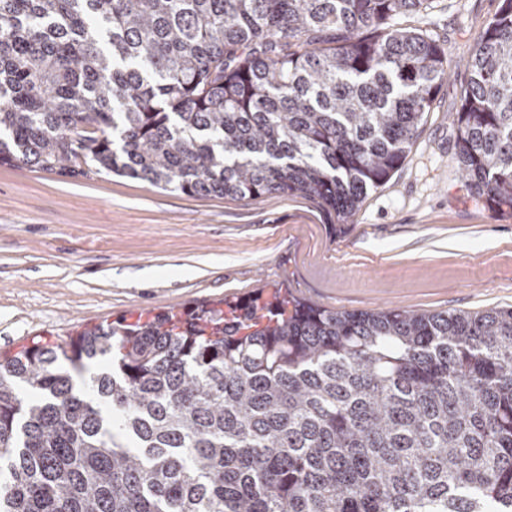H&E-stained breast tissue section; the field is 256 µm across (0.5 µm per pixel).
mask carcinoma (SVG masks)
<instances>
[{
  "instance_id": "1",
  "label": "carcinoma",
  "mask_w": 512,
  "mask_h": 512,
  "mask_svg": "<svg viewBox=\"0 0 512 512\" xmlns=\"http://www.w3.org/2000/svg\"><path fill=\"white\" fill-rule=\"evenodd\" d=\"M427 0H0V166L341 220L448 76ZM454 120L512 210V0ZM38 395L26 400L22 391ZM0 512H512V306L329 311L276 292L0 356Z\"/></svg>"
}]
</instances>
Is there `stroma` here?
<instances>
[{
    "label": "stroma",
    "mask_w": 512,
    "mask_h": 512,
    "mask_svg": "<svg viewBox=\"0 0 512 512\" xmlns=\"http://www.w3.org/2000/svg\"><path fill=\"white\" fill-rule=\"evenodd\" d=\"M499 6L433 0L396 18L444 44L450 75L403 164L344 223L296 193L198 197L0 166V353L278 288L346 312L512 305V214L471 196L454 148L467 61Z\"/></svg>",
    "instance_id": "35a3bbf8"
}]
</instances>
